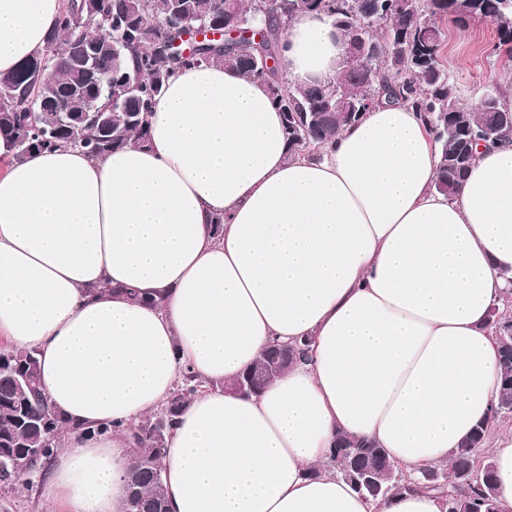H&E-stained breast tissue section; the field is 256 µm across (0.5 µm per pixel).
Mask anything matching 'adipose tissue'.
<instances>
[{
  "label": "adipose tissue",
  "instance_id": "obj_1",
  "mask_svg": "<svg viewBox=\"0 0 512 512\" xmlns=\"http://www.w3.org/2000/svg\"><path fill=\"white\" fill-rule=\"evenodd\" d=\"M65 5L0 0V74L46 47ZM283 42L290 82L339 74L345 38L328 15L297 13ZM14 155L0 135V339L38 351L66 425L48 499L123 512L131 426L183 368L229 382L269 345L307 338L308 359L259 395L186 405L168 440V512H445L416 486L363 498L331 450L364 440L416 474L491 421L512 141L477 147L450 198L408 104L373 105L320 160H292L265 83L203 65L169 80L145 144ZM491 453L499 512H512V434Z\"/></svg>",
  "mask_w": 512,
  "mask_h": 512
}]
</instances>
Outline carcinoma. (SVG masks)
Listing matches in <instances>:
<instances>
[{"mask_svg":"<svg viewBox=\"0 0 512 512\" xmlns=\"http://www.w3.org/2000/svg\"><path fill=\"white\" fill-rule=\"evenodd\" d=\"M114 40L105 46V54L116 57L97 99L88 103L75 97L74 112H100L105 122L89 123L75 132V138L59 133V117L48 109L38 112L36 120L28 117L30 102L36 94L65 93L72 74L65 54L78 34L70 21L87 20L84 0H69L51 32L45 50L33 55L17 69L5 74L10 84L0 83V135L10 138L15 157L22 159L21 143L32 150H52L59 146L84 149L92 156H103L130 143L144 142L148 136L147 113L168 81L189 66L222 64L243 75L266 83L273 102L282 114L288 155H308L321 151L341 127L355 121L354 114L378 100L407 103L424 113L432 133L441 144V156L434 179V189L453 196L467 175L476 147L493 145L512 133V109L504 104L499 89L485 94L473 107L461 105L454 94L448 71L440 62L445 41L442 22L449 20L465 30L470 22L481 19L495 25L493 52L512 60V0H288V16L303 10H315L333 17L346 40L355 35L348 25L377 22L379 46L387 51L374 68H360L346 59L338 77L317 85H299L286 75L276 78L252 63V57L265 51L282 58L284 27L276 9L260 38L239 35L224 43L204 41L188 57L158 59L156 42L163 36L157 22L180 11L185 17L209 14L215 0H102ZM220 21L242 19L250 10L248 0H222ZM55 64L57 77L46 89L25 87L27 65L38 67L42 61ZM273 345L262 352L249 369L263 384L285 370L275 363ZM499 399L512 398V365L500 364ZM39 360L33 349L11 347L0 351V487L13 488L25 477L42 479L55 458L59 442L47 437L42 422L49 421L56 431L63 423L51 411L40 387ZM224 388L222 383H205L192 372H183L180 384L161 408L142 417L135 426L136 447L132 471L127 473L131 486L126 488L125 512H165L163 482L153 480V472L163 471L167 438L176 419L196 394ZM487 432L480 425L460 448L448 455L443 470L451 481L427 479L415 481L420 487L448 500V512H497L494 462L479 457ZM346 447L359 449L369 467L382 469V478L396 471L386 451L371 443L347 440L340 436L333 449L332 461L342 466ZM479 462L484 477L472 480L470 464Z\"/></svg>","mask_w":512,"mask_h":512,"instance_id":"1","label":"carcinoma"}]
</instances>
